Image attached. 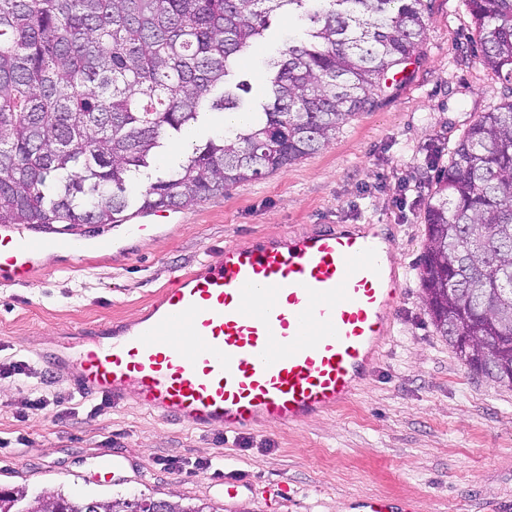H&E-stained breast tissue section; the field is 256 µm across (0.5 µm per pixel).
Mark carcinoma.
<instances>
[{"mask_svg":"<svg viewBox=\"0 0 512 512\" xmlns=\"http://www.w3.org/2000/svg\"><path fill=\"white\" fill-rule=\"evenodd\" d=\"M503 101L438 171L419 264L430 321L477 372L512 386V0H467ZM286 9L301 24L272 101L145 187L133 178L204 111H243L238 58ZM425 0H0V224H118L188 207L324 147L421 49ZM94 498L0 495V512H92ZM167 512H215L167 500ZM140 498L101 512H139Z\"/></svg>","mask_w":512,"mask_h":512,"instance_id":"cac0c4a2","label":"carcinoma"}]
</instances>
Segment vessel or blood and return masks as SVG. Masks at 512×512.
Listing matches in <instances>:
<instances>
[{
    "mask_svg": "<svg viewBox=\"0 0 512 512\" xmlns=\"http://www.w3.org/2000/svg\"><path fill=\"white\" fill-rule=\"evenodd\" d=\"M156 214L137 211L119 237L150 236ZM382 225L328 224L303 234L228 243L178 276L148 310L86 331L80 352L45 353L74 364L76 388L197 429L247 430L263 419L298 425L348 402L389 339L402 288L397 265L379 259ZM112 242H87L47 225H0V275L22 281L60 247L78 257ZM192 336L184 345V336ZM362 512H417L415 502L366 498Z\"/></svg>",
    "mask_w": 512,
    "mask_h": 512,
    "instance_id": "obj_1",
    "label": "vessel or blood"
}]
</instances>
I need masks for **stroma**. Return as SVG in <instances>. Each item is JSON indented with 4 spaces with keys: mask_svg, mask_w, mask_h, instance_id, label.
Wrapping results in <instances>:
<instances>
[{
    "mask_svg": "<svg viewBox=\"0 0 512 512\" xmlns=\"http://www.w3.org/2000/svg\"><path fill=\"white\" fill-rule=\"evenodd\" d=\"M294 20L277 14L263 46L234 69L264 95L266 61ZM378 107L349 119L315 154L197 205L169 210L157 236L122 240L89 262L66 250L23 282L0 280V489L102 500L209 502L224 512H359L372 495L418 500L419 512L512 506V387L475 374L426 311L418 276L426 202L463 130L503 98L480 60L465 0H427L422 49ZM318 224H385L404 271L390 341L354 397L302 425L243 432L175 425L116 407L48 369L61 336L135 320L176 277L225 244ZM46 409H26L25 396ZM112 457L111 468L99 465Z\"/></svg>",
    "mask_w": 512,
    "mask_h": 512,
    "instance_id": "obj_1",
    "label": "stroma"
}]
</instances>
